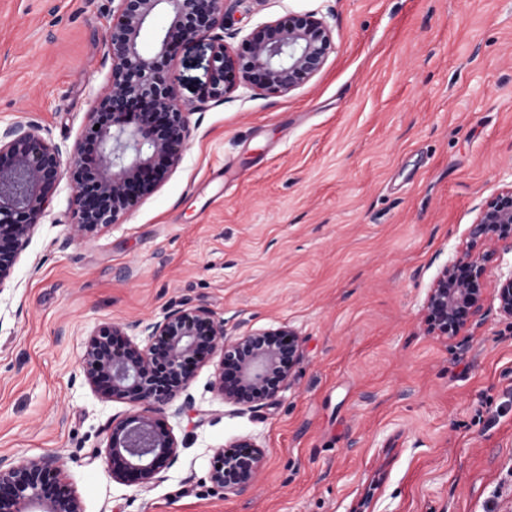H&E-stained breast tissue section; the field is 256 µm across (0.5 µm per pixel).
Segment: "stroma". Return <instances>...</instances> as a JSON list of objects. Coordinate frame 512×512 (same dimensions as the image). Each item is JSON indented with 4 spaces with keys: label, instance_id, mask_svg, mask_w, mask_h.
Listing matches in <instances>:
<instances>
[{
    "label": "stroma",
    "instance_id": "1",
    "mask_svg": "<svg viewBox=\"0 0 512 512\" xmlns=\"http://www.w3.org/2000/svg\"><path fill=\"white\" fill-rule=\"evenodd\" d=\"M115 0H0V124L32 122L70 156L111 84ZM315 11L335 50L283 96L196 109L211 43L170 61L192 136L121 226L68 241L74 187L0 291V457L61 459L84 512H512V319L486 292L459 336L426 297L483 202L512 183V0H239L246 36ZM207 305L228 334L287 326L296 380L256 411L196 369L191 414H166L177 463L150 488L113 481L105 427L130 404L78 379L109 322ZM251 437L254 488L225 496L214 449Z\"/></svg>",
    "mask_w": 512,
    "mask_h": 512
}]
</instances>
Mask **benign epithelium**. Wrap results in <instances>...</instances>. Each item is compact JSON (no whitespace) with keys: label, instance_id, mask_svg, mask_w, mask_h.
Here are the masks:
<instances>
[{"label":"benign epithelium","instance_id":"7a95c632","mask_svg":"<svg viewBox=\"0 0 512 512\" xmlns=\"http://www.w3.org/2000/svg\"><path fill=\"white\" fill-rule=\"evenodd\" d=\"M117 19L104 36L112 86L96 100L68 169L60 148L34 123L0 127V288L50 207L62 174L75 189L68 240L123 222L152 196L181 161L191 137L189 112L175 93L169 58L190 40L211 41L209 82L200 105L219 103L240 89L285 95L315 76L335 50L327 21L314 11L264 22L235 47L224 44L223 0H117ZM168 25L157 51H141L160 7ZM512 252V185L488 197L453 260L440 270L426 299L429 331L453 337L483 308L489 267ZM501 314L512 319V269L495 288ZM298 334L288 327L230 336L205 305L181 302L157 322L96 328L80 360L83 382L104 399L134 407L108 426L105 458L112 480L149 488L179 457V442L162 420L168 410L190 413L195 365L220 360L212 388L224 403L254 409L289 388L301 359ZM264 463L263 447L247 438L214 450L209 480L224 495L250 490ZM60 457L0 458V512H83L79 495L60 479Z\"/></svg>","mask_w":512,"mask_h":512}]
</instances>
